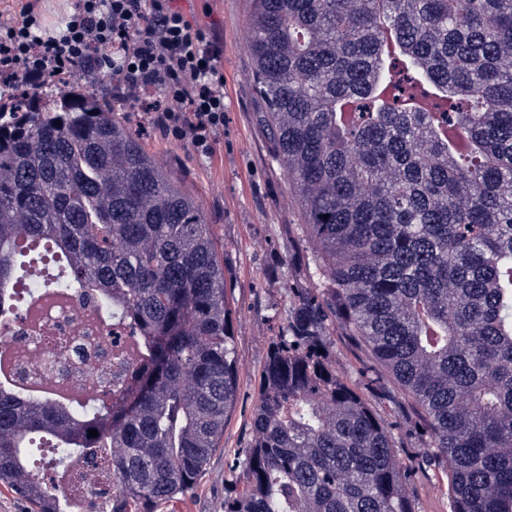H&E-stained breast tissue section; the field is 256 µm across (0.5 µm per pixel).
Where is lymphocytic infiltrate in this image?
<instances>
[{
  "label": "lymphocytic infiltrate",
  "mask_w": 512,
  "mask_h": 512,
  "mask_svg": "<svg viewBox=\"0 0 512 512\" xmlns=\"http://www.w3.org/2000/svg\"><path fill=\"white\" fill-rule=\"evenodd\" d=\"M223 58L220 33L191 23L174 0H77L57 31L42 0L0 10V75L32 89L110 77L160 133L203 155L224 125Z\"/></svg>",
  "instance_id": "obj_1"
}]
</instances>
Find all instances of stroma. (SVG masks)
<instances>
[{"instance_id":"obj_1","label":"stroma","mask_w":512,"mask_h":512,"mask_svg":"<svg viewBox=\"0 0 512 512\" xmlns=\"http://www.w3.org/2000/svg\"><path fill=\"white\" fill-rule=\"evenodd\" d=\"M190 20L224 37V128L212 154L162 136L150 113L126 104L110 82L91 89L141 134V143L158 163L170 167L195 197L210 225L226 270V297L232 312L239 397L231 410L222 446L213 453L197 482L185 493L157 503L154 512H224V498L245 489L244 470L231 469L250 434L259 379L268 344L288 315V278L263 277L270 247L287 251L288 238L301 217L284 169L273 161L271 143L260 118L261 103L251 85L252 60L244 48L249 0H214L203 14L202 0H174ZM418 512H451L448 475L431 470L407 485Z\"/></svg>"}]
</instances>
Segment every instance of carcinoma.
I'll return each mask as SVG.
<instances>
[{
    "instance_id": "carcinoma-1",
    "label": "carcinoma",
    "mask_w": 512,
    "mask_h": 512,
    "mask_svg": "<svg viewBox=\"0 0 512 512\" xmlns=\"http://www.w3.org/2000/svg\"><path fill=\"white\" fill-rule=\"evenodd\" d=\"M250 4L251 80L311 251L265 270L292 274L288 321L224 512H417L403 489L432 468L451 512H512V0ZM5 111L0 291L17 308L25 259L60 261L59 285L112 307L119 381L91 410L0 389V485L57 512L32 449L93 448L116 487L103 512H153L195 484L237 397L224 261L100 97L33 91ZM338 336L374 360L353 380L332 367ZM398 435L425 448L418 468H396Z\"/></svg>"
}]
</instances>
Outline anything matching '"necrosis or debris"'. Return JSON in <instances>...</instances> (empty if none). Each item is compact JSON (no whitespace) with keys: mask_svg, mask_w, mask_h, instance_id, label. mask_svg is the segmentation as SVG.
I'll return each instance as SVG.
<instances>
[{"mask_svg":"<svg viewBox=\"0 0 512 512\" xmlns=\"http://www.w3.org/2000/svg\"><path fill=\"white\" fill-rule=\"evenodd\" d=\"M52 281L51 274L42 272L22 291L31 301V315L11 335L12 372L21 383L72 390L87 406H96L112 391L111 380L101 375L112 352L108 329L92 304L49 290ZM61 492L84 503L86 512H99L100 504L112 496V482L104 477L99 456L88 453L75 460Z\"/></svg>","mask_w":512,"mask_h":512,"instance_id":"obj_1","label":"necrosis or debris"}]
</instances>
